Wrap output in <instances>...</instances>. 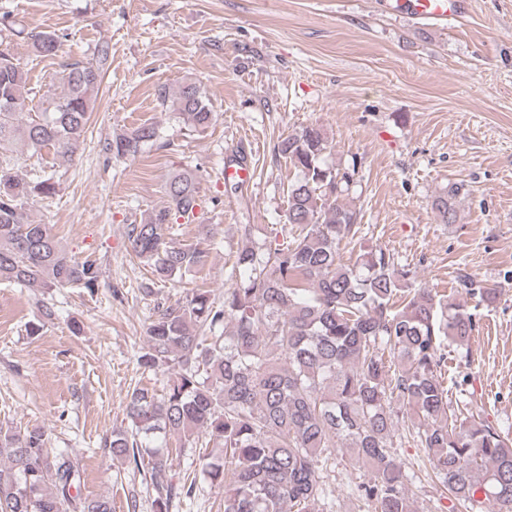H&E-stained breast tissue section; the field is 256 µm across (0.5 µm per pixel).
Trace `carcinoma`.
Listing matches in <instances>:
<instances>
[{
	"label": "carcinoma",
	"instance_id": "carcinoma-1",
	"mask_svg": "<svg viewBox=\"0 0 512 512\" xmlns=\"http://www.w3.org/2000/svg\"><path fill=\"white\" fill-rule=\"evenodd\" d=\"M59 37L32 36L31 50L56 54ZM109 44L87 62L65 65L61 92L41 96L11 49L0 44V156L22 142L69 163L84 140L94 95L110 67ZM162 104L192 131L214 121L204 89L183 82L158 90ZM158 137L143 123L110 139L114 158H135ZM277 153L295 178L288 184L292 240L246 246L234 268L243 274L224 289V301L198 288L159 311L148 327L139 364L169 374L158 395L132 391L129 428L112 434L118 458L147 465L155 512L192 486L166 479L170 451L158 435L213 447L204 475L224 489V512H334V490L323 480L333 449L346 450L370 471L351 489L375 512H414L394 449L413 442L449 498L470 512H512V438L474 414L450 405L443 385L445 348L461 347L476 329L463 305L417 286L411 269L383 248L339 258L356 235V213L345 202L352 174L323 164L327 141L306 126L281 138ZM53 177L28 182L0 163V281L25 288L77 285L93 294L100 272L80 261L49 231L29 220V200L56 193ZM459 187L433 201L441 219H457ZM165 203L131 225L135 256L162 281L198 268L204 251L165 239L169 225L196 220L199 180L177 171L165 183ZM461 285L484 302L498 290ZM44 429L0 430V512H112L103 497L80 495L82 473L63 454L49 452Z\"/></svg>",
	"mask_w": 512,
	"mask_h": 512
}]
</instances>
